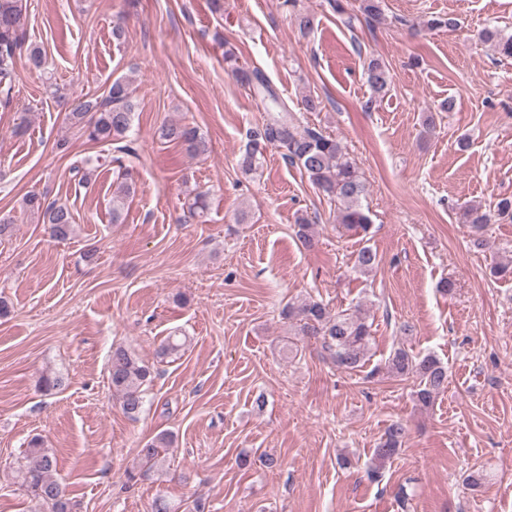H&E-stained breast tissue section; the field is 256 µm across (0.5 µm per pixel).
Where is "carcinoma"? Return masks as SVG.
Here are the masks:
<instances>
[{"label":"carcinoma","instance_id":"1","mask_svg":"<svg viewBox=\"0 0 512 512\" xmlns=\"http://www.w3.org/2000/svg\"><path fill=\"white\" fill-rule=\"evenodd\" d=\"M359 11L366 19L378 22L382 19V0H359ZM27 12L25 0H0V108L8 109L13 103V90L17 77L16 57L27 49V60L31 68L40 70L45 65L43 51L38 47H24L21 29ZM481 40L491 45L500 55L512 57V35L497 28H485ZM235 48L224 42V62L241 83L253 88L268 101L269 117L261 127L251 131L250 143L240 158V166L250 172L269 147L283 150V156L292 166L304 172L309 180L327 197L338 204L337 223L348 230L367 231L371 220L362 208L361 199L366 186L361 173L343 151L341 143L320 129L301 124L288 111L277 96L264 74L258 70H244L237 65ZM367 83L373 93L385 92L390 82L389 69L378 59H371L365 69ZM134 103L129 92V81L118 79L110 85L102 98L84 97L69 113L71 124L87 139L95 143H107L126 138L130 130ZM162 138L186 146L192 154L208 150V143L195 127L171 124L162 129ZM104 157L86 154L77 158L71 171L78 176V185L87 187ZM132 183L127 175L117 184L112 196V222L120 220L125 200L130 195ZM25 209L42 214L43 223L49 226L56 239H66L73 234L74 218L65 205L48 203L36 194L23 198ZM463 222L470 225L476 238L473 243L480 249H492L483 235L492 220L512 222V197L498 199L491 212L470 206L463 210ZM297 236L302 246H314L311 221L300 219ZM379 265L377 253L369 247L359 250L354 267L362 274L372 273ZM289 314L299 321L302 335L318 341L325 356L338 369L351 373L363 367L371 340L366 317L355 310L331 314L327 305L310 300L289 307ZM387 371L401 379L413 378L417 382L418 402L429 406L443 393L448 385V371L439 359L432 355L418 357L403 347L394 349L388 359ZM110 380L112 388L119 394L125 415L135 418L144 406L146 386L156 377L153 367L145 364L127 350L119 347L110 357ZM406 427L400 421L390 424L383 441L374 450V461L382 467L385 461L399 453ZM170 438L166 433L156 435L139 450L142 467L150 472L159 463L161 449L168 447ZM58 460L55 453L44 447L39 437L29 442L25 455L18 462L17 473L21 486L31 491L47 505L49 512H75V504L67 497L56 478Z\"/></svg>","mask_w":512,"mask_h":512}]
</instances>
